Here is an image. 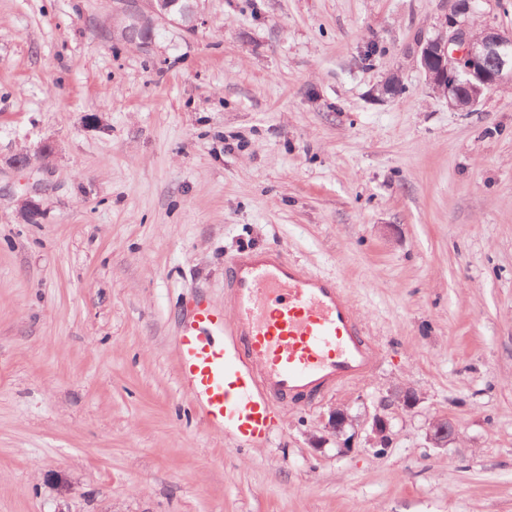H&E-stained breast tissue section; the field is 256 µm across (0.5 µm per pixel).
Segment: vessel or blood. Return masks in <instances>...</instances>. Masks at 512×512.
Returning <instances> with one entry per match:
<instances>
[{"label":"vessel or blood","instance_id":"1","mask_svg":"<svg viewBox=\"0 0 512 512\" xmlns=\"http://www.w3.org/2000/svg\"><path fill=\"white\" fill-rule=\"evenodd\" d=\"M228 300L196 298L176 339L180 388L217 433L261 446L288 404L360 382L381 356L346 287L281 250L241 252Z\"/></svg>","mask_w":512,"mask_h":512}]
</instances>
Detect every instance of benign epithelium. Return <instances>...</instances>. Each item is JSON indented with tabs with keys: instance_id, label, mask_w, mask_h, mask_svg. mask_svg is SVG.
Wrapping results in <instances>:
<instances>
[{
	"instance_id": "benign-epithelium-1",
	"label": "benign epithelium",
	"mask_w": 512,
	"mask_h": 512,
	"mask_svg": "<svg viewBox=\"0 0 512 512\" xmlns=\"http://www.w3.org/2000/svg\"><path fill=\"white\" fill-rule=\"evenodd\" d=\"M179 0H149L150 13L164 20L178 21L186 28L199 24L196 8L180 13L172 10ZM451 7L445 13L434 33L419 41V65L426 82L436 95L459 112H469L481 97L502 84L512 83V38L493 27L475 35L467 23L474 10L475 0H449ZM394 405L411 410L419 402L418 394L409 387L392 393ZM351 423L347 409L329 410L324 424L326 432L344 436ZM392 419L376 413L372 417L370 433L365 443L373 448H384L391 439ZM460 438V430L453 420L439 416L429 423L426 440L434 448H446Z\"/></svg>"
}]
</instances>
